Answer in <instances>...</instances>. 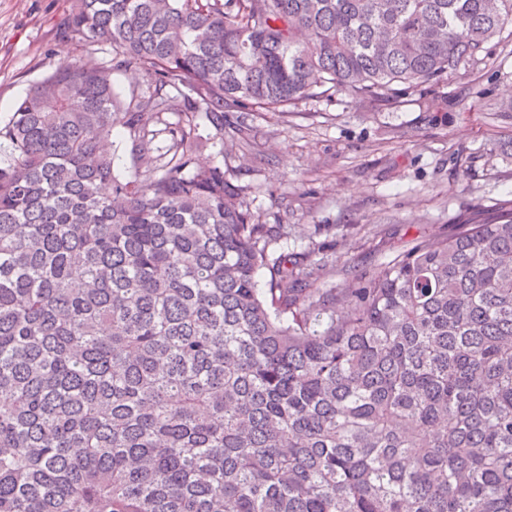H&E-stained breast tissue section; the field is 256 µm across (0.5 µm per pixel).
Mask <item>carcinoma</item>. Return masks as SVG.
<instances>
[{
    "label": "carcinoma",
    "instance_id": "cac0c4a2",
    "mask_svg": "<svg viewBox=\"0 0 512 512\" xmlns=\"http://www.w3.org/2000/svg\"><path fill=\"white\" fill-rule=\"evenodd\" d=\"M506 30L512 0H73L58 38L114 55L0 125V512H512V210L318 288L329 245L191 168L227 108L432 86Z\"/></svg>",
    "mask_w": 512,
    "mask_h": 512
}]
</instances>
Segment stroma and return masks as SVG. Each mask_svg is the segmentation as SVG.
Masks as SVG:
<instances>
[{"label": "stroma", "instance_id": "stroma-1", "mask_svg": "<svg viewBox=\"0 0 512 512\" xmlns=\"http://www.w3.org/2000/svg\"><path fill=\"white\" fill-rule=\"evenodd\" d=\"M70 0H0V123L30 85L86 55L59 40ZM200 133L196 162L223 168L288 248L334 244L318 284L340 288L412 241L512 209V36L427 90L393 85L380 101L338 93L287 112L224 114Z\"/></svg>", "mask_w": 512, "mask_h": 512}]
</instances>
